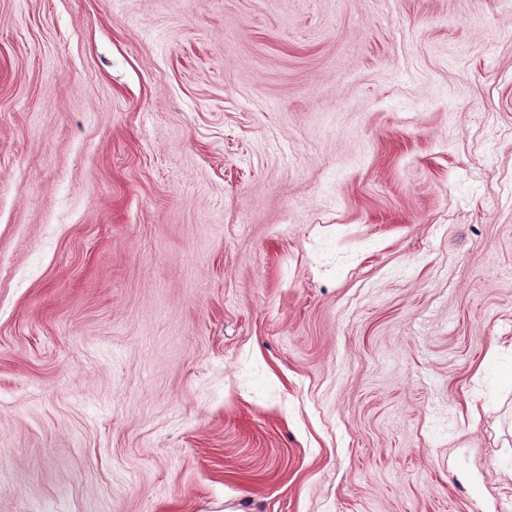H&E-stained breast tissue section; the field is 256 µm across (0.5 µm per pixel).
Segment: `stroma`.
<instances>
[{
  "label": "stroma",
  "mask_w": 512,
  "mask_h": 512,
  "mask_svg": "<svg viewBox=\"0 0 512 512\" xmlns=\"http://www.w3.org/2000/svg\"><path fill=\"white\" fill-rule=\"evenodd\" d=\"M512 512V0H0V512Z\"/></svg>",
  "instance_id": "stroma-1"
}]
</instances>
